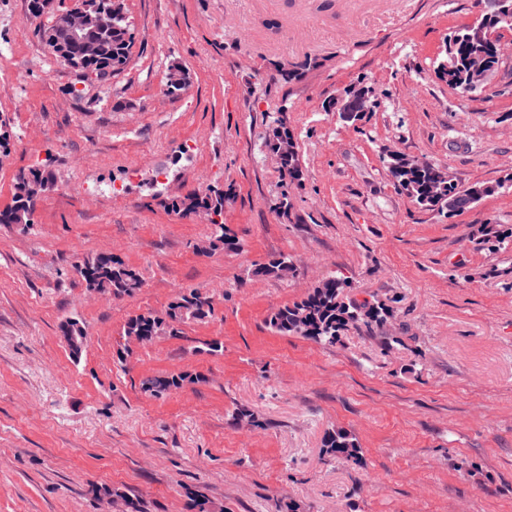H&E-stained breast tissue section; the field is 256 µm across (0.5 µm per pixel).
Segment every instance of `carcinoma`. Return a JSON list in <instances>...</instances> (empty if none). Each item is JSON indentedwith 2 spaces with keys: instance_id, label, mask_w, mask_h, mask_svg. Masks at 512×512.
Masks as SVG:
<instances>
[{
  "instance_id": "obj_1",
  "label": "carcinoma",
  "mask_w": 512,
  "mask_h": 512,
  "mask_svg": "<svg viewBox=\"0 0 512 512\" xmlns=\"http://www.w3.org/2000/svg\"><path fill=\"white\" fill-rule=\"evenodd\" d=\"M491 0H476L480 8L477 23L487 25L496 30L506 27L512 30V0H502L501 12L493 14ZM92 11H105L112 14V24L102 32L92 31L99 38L100 54L90 60L79 61L76 48L65 34L59 32L58 25L40 31L45 45H50L48 38L53 35L59 38L58 51L62 56L81 64L82 68L95 73L99 80L106 81L122 72L130 62L135 36L129 24L121 0H88ZM471 27L466 26L451 34L445 45L442 60L436 67L438 78L462 95H472L482 90L490 74L499 64L494 52V44L490 41L475 42L470 39ZM188 86V76L178 64L169 67L164 91L171 96H178ZM365 88H345L344 108L353 115V119L363 117L365 103L361 93ZM289 140L295 144L293 132L284 124L271 126L266 137V144L271 150H277L273 143ZM282 177L289 184L300 186L304 178L302 165L296 149H291L280 158ZM388 170L394 184L405 191L419 205L436 210L444 215H457L472 208L483 197L495 192V189L484 185L460 188L452 180L444 181L441 188L435 187L440 177L438 166L425 162L420 167L403 160L388 161ZM38 185L44 192L51 185V174L43 168L35 167L17 176L15 193L12 203L0 210V224H14L27 228L32 224L34 201L31 198V186ZM226 193L216 191L210 197H198L187 194L174 197L165 203L167 209L177 215L203 213L212 225V235L208 243L200 247V252L207 253L222 245L227 250L240 249V243L226 228L224 222L212 220V216H224ZM288 257L281 255L266 263L258 265L253 274L256 276L280 277L282 266ZM75 271L85 284V288H99L115 298L129 296L141 286L138 272L126 265L121 259L110 255H98L87 258L75 265ZM348 283L340 278L329 277L312 289L302 300L284 306L273 312L269 318V326L282 334H293L310 339L320 345L336 344L340 332L349 324L361 322L366 326L378 323L386 316V309L380 305L363 303H345L342 295ZM213 300L210 296L197 290L177 293L174 300L161 313L135 314L125 321L122 333L124 336H136L140 343H150L160 336H179L182 327L191 322H202L212 316ZM201 381L198 376L172 374L148 377L142 381L143 391L154 397L168 394L183 388L187 383ZM326 453L338 459L358 460L360 448L349 434L342 430L327 432L324 439ZM99 495L119 501L125 512H143L141 501L129 496L118 488L100 487Z\"/></svg>"
}]
</instances>
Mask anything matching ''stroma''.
Segmentation results:
<instances>
[{
  "instance_id": "obj_1",
  "label": "stroma",
  "mask_w": 512,
  "mask_h": 512,
  "mask_svg": "<svg viewBox=\"0 0 512 512\" xmlns=\"http://www.w3.org/2000/svg\"><path fill=\"white\" fill-rule=\"evenodd\" d=\"M123 3L133 56L99 84L39 36L76 0L36 19L0 0V209L20 172L53 176L30 228L0 224V512H108L97 486L144 512H192L197 494L213 512H512V31L487 89L464 97L435 70L474 0ZM349 86L377 101L356 122L327 106ZM279 122L302 186L266 146ZM389 149L498 191L451 217L426 209L394 185ZM207 187L229 192L239 251L199 254L210 224L165 206ZM106 252L140 273L134 295L86 290L76 261ZM282 254L288 278L253 276ZM331 276L385 321L328 347L267 326ZM182 289L212 296V317L128 344L127 318ZM72 318L90 333L77 359ZM180 373L201 380L141 388ZM336 429L359 461L326 454ZM285 139L290 141L292 149L288 152V144L283 143L281 145V152H288L280 158L282 177L288 180L289 184L298 187L302 185L304 173L296 151L293 132L283 123H277L271 126L268 130V136L266 137V146L270 147L271 142L280 143ZM201 377L186 374H172L145 378L141 385L144 392L159 397L171 391L183 388L186 383H198Z\"/></svg>"
}]
</instances>
